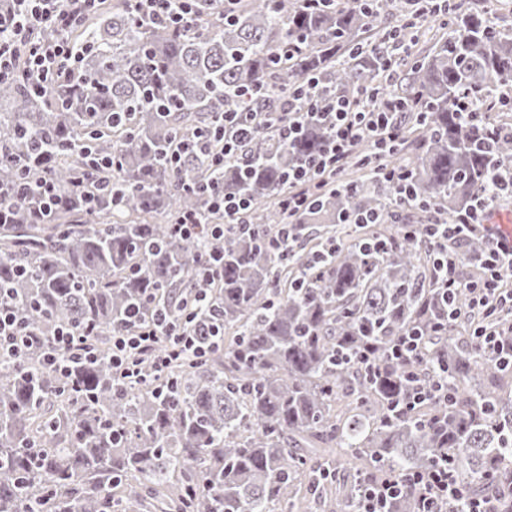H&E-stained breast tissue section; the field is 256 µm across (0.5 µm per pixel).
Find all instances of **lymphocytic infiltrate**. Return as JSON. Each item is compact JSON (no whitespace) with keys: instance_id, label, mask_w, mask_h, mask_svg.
Returning a JSON list of instances; mask_svg holds the SVG:
<instances>
[{"instance_id":"f902f5d3","label":"lymphocytic infiltrate","mask_w":512,"mask_h":512,"mask_svg":"<svg viewBox=\"0 0 512 512\" xmlns=\"http://www.w3.org/2000/svg\"><path fill=\"white\" fill-rule=\"evenodd\" d=\"M103 0H0V78L22 72L34 94H44L53 75L72 74L83 55L82 47L69 41L66 32L84 16L94 12ZM140 22L156 23L173 29L191 25L194 20L192 0H135ZM290 117L279 121L282 139L292 140L299 134L306 111L317 105L330 108L333 125L322 150L288 171V197L282 205L296 213L311 208L321 188L342 182L344 165L355 146L368 143L373 153L370 162L374 179L386 196L391 209L406 207L412 198L405 170L381 164L387 146L400 141L404 125L400 120L402 105L396 94L378 95L365 92L348 99L320 90L317 82L291 90ZM225 116H218L214 125L203 133L179 140L170 151L171 164H180L184 157L202 154L206 140L224 141L221 154L211 156L212 167L225 159H240L241 148L254 131L252 124L238 123L232 136H225ZM512 201V179L494 178L490 193L480 195L475 204L460 213L453 222L432 219L420 226L406 229L407 236L424 237L434 256L441 303L448 319H464L469 334L481 351L512 363V344L504 343L489 324L503 310H512V246L498 237L484 216L496 208L500 198ZM210 208L223 212L220 224L204 225L195 213L179 215L172 225L174 234L192 236L201 232L223 234L225 228L241 224L247 207L244 199L225 197L222 191L210 189ZM59 195L50 177L21 181L14 186L0 187V223H11L16 208L30 203L31 215L44 218L57 206ZM478 236L486 249L477 259L462 256L457 246L463 239ZM466 294L465 307H458V294ZM208 302L196 294L185 300L179 312L156 311L152 321L134 323L132 329L114 334L110 364L122 384L133 386L141 381V358H150L156 376L166 374L173 362L201 361L208 355L192 330L196 313ZM32 332L19 311L0 304V360L18 354L31 344ZM50 366L64 372L70 363L94 362L98 353L85 333L71 328L61 329L46 355ZM421 490L419 512H448L450 503L462 497L460 486L448 463L434 465L424 472L398 473L380 481H366L356 512H387L391 499L407 487Z\"/></svg>"}]
</instances>
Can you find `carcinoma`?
I'll return each instance as SVG.
<instances>
[{
    "label": "carcinoma",
    "instance_id": "1",
    "mask_svg": "<svg viewBox=\"0 0 512 512\" xmlns=\"http://www.w3.org/2000/svg\"><path fill=\"white\" fill-rule=\"evenodd\" d=\"M413 9L238 0L227 21L197 0L195 24L173 30L137 22L129 0H117L66 32L86 45L74 79L59 77L43 96L20 78L0 81L1 184L18 182L20 160L40 145L46 154L30 175L48 173L62 198L85 171L126 194L118 213L103 193L90 211L69 201L41 221L24 205L0 224V290L39 338L0 363V512H308L305 502L330 485L336 498L323 512H352L358 491L343 457L372 480L448 461L463 490L451 512L512 484V367L480 354L462 321L433 331L442 309L430 249L399 230L425 223L429 205L451 221L494 174H512V139L482 147L453 106L467 95L487 113L506 111L498 94L512 87V28L489 29L478 8L457 11L453 35L399 76L407 134L390 162L410 174L404 210L387 207L364 149L348 162L360 172L348 186L327 188L293 217L277 205L288 168L330 134L318 106L294 142L261 124L246 144L252 163L224 167L220 186L250 202L251 231H171L185 212L224 223L200 191L217 173L203 157L172 166L174 142L217 112H285L281 89L311 76L338 97L386 92L369 46ZM293 40L301 53L278 59ZM241 87L260 92L243 100ZM103 157L115 167L95 170ZM366 211L377 223L335 236ZM289 223L303 249L283 254L274 242ZM313 224L324 233L312 235ZM206 255L224 258L221 278L201 274ZM191 292L207 294L220 329L201 337L206 360L174 364L161 396L148 362L138 387L121 385L112 335L131 326L132 311L148 321ZM87 324L99 361L56 373L47 341ZM416 329L424 355L392 358V342ZM440 367L452 399L403 410L410 375L427 384ZM418 494L405 489L390 512H416Z\"/></svg>",
    "mask_w": 512,
    "mask_h": 512
}]
</instances>
